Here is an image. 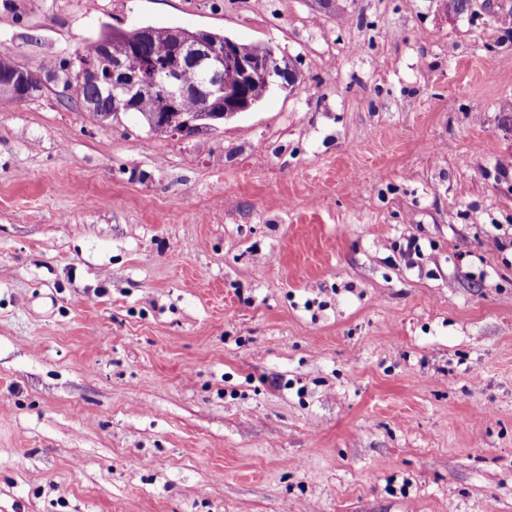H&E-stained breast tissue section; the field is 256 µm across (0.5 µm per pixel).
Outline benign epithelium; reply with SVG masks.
I'll return each mask as SVG.
<instances>
[{"instance_id":"1","label":"benign epithelium","mask_w":512,"mask_h":512,"mask_svg":"<svg viewBox=\"0 0 512 512\" xmlns=\"http://www.w3.org/2000/svg\"><path fill=\"white\" fill-rule=\"evenodd\" d=\"M151 38V31L136 27L117 35L120 42L117 52L106 47L111 54L112 64L103 70L90 62L76 60L80 80L111 92L110 106L117 110L131 111L133 99L127 93L132 87L142 96L159 97L163 113L156 119L167 118V113H178L177 120L168 126L173 135L188 132L199 126V116L193 112L181 111L182 100L188 96L204 95L203 105L212 103L224 106V116L231 117L249 108L244 97L246 83L256 73H276L282 79L287 73L275 62L270 54H258L251 57L241 56L235 41L228 39L224 45H211L206 42H184L174 48L172 54L163 60H150L141 69L131 71L126 58L139 52ZM235 70L240 75L236 88H224V69ZM191 69L198 74L195 85H185L180 74Z\"/></svg>"}]
</instances>
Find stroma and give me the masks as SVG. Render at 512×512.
Instances as JSON below:
<instances>
[{
  "label": "stroma",
  "mask_w": 512,
  "mask_h": 512,
  "mask_svg": "<svg viewBox=\"0 0 512 512\" xmlns=\"http://www.w3.org/2000/svg\"><path fill=\"white\" fill-rule=\"evenodd\" d=\"M0 0V512H512V0ZM207 29L194 135L51 66ZM420 253L406 262L408 240ZM143 27H147L151 31L136 27L125 30L115 37L116 29L102 25L97 38L90 40L82 52H77V58L80 56L97 58L101 67L105 68L108 64V58L104 51L105 45L109 42L113 44L114 38H116L120 42L117 52L112 54L113 45L112 49L109 45H106V52L110 54L112 64L107 67V70H103L78 58L76 60L78 75L82 82H88L98 88L101 86L106 91L111 92V110L113 107L117 110L131 111L133 99L127 93L129 87H133L142 96H158L163 112L156 115V121L161 118L166 120L167 115L160 113L182 112L178 115L177 120L168 126L172 135H181L187 133L189 129L202 125L213 126L224 123V120H226L215 117V113H205L206 119L202 122L209 124L197 123L199 116L196 113L183 112L181 109L182 100L188 96L203 94L205 96L203 105L210 106L212 101L216 105L223 104L224 117H231L249 108V104L244 97V88L255 73L269 74L275 72L278 78L283 80L285 76H288L281 68L283 67L293 76L291 86L295 83L297 72L294 61L285 55L281 57L278 54L275 55L276 52L272 46L237 42L241 53L246 56L243 57L236 50V42L231 39L224 41L228 37L221 33L202 29L191 30L179 26L148 25ZM151 32L153 37L142 49L141 55H135L128 59L130 71L126 64L127 56L138 53L140 46H144L151 38ZM179 39L219 42L224 46L191 41L178 43L168 58L160 61L149 60L142 69L136 70L147 58L167 54L172 44ZM271 52L274 53L281 67L275 62L272 54H264ZM224 68L236 70L239 73L240 83L236 88L224 89V84L235 86L238 82L237 75L230 71H224ZM184 69H191L198 74L197 84L191 85L196 82V76L191 71L182 74V81L190 85H185L180 81V74ZM52 71V79L62 82L63 89L68 91L70 99L75 100L84 108L87 107L89 111L95 112L94 114L100 120L107 119L110 116L117 117L119 112L105 115L107 112H111L107 93L103 91L101 94L96 87L82 84L75 76V68L60 67L59 70H56V67H54ZM275 86L285 87L279 83L278 79L267 81L263 75L255 74L248 84V98L251 100L250 108L260 104ZM95 96L98 97L99 101ZM142 96L133 97L136 99V107L133 112L141 116L149 130L154 134L168 135V130L162 125H153L150 122V117L159 110L158 99ZM85 100H87L86 105H84ZM2 56V55H1ZM0 56V78L2 82H12L13 88L16 93H19L20 96L25 94L30 87H39L38 91H35L31 94H28L26 97L21 100L32 99L38 96L37 93L42 90V83L35 77V83L29 82V78L31 73L26 70L13 69L10 67V64L14 63L8 55H5L4 59ZM37 94V95H36Z\"/></svg>",
  "instance_id": "35a3bbf8"
}]
</instances>
